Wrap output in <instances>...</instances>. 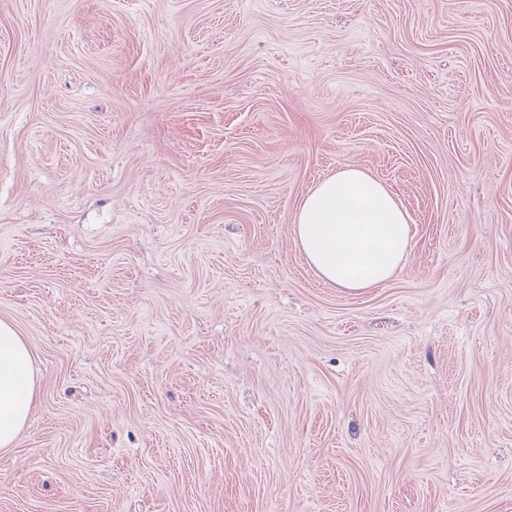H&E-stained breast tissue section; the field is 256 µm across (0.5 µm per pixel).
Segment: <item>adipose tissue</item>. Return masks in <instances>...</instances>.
<instances>
[{"mask_svg":"<svg viewBox=\"0 0 512 512\" xmlns=\"http://www.w3.org/2000/svg\"><path fill=\"white\" fill-rule=\"evenodd\" d=\"M295 234L320 277L349 290L386 282L410 242L402 206L381 182L354 166L324 178L302 198ZM37 386L27 342L0 320V450L13 448L25 428Z\"/></svg>","mask_w":512,"mask_h":512,"instance_id":"1","label":"adipose tissue"}]
</instances>
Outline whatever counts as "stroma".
<instances>
[{
    "mask_svg": "<svg viewBox=\"0 0 512 512\" xmlns=\"http://www.w3.org/2000/svg\"><path fill=\"white\" fill-rule=\"evenodd\" d=\"M409 217L319 277L344 166ZM0 512H512V0H0ZM295 234L322 279L361 290L386 282L400 267L410 225L407 213L381 182L345 166L302 198ZM38 386L25 339L0 320V450L14 447L25 428Z\"/></svg>",
    "mask_w": 512,
    "mask_h": 512,
    "instance_id": "35a3bbf8",
    "label": "stroma"
}]
</instances>
